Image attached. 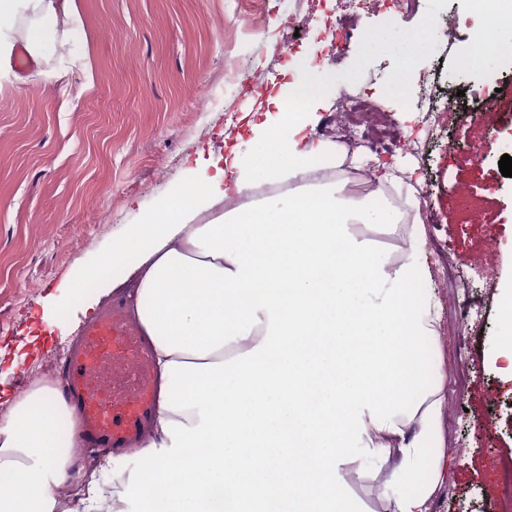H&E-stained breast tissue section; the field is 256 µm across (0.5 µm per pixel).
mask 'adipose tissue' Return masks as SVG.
<instances>
[{
	"mask_svg": "<svg viewBox=\"0 0 512 512\" xmlns=\"http://www.w3.org/2000/svg\"><path fill=\"white\" fill-rule=\"evenodd\" d=\"M69 4L0 0V65L37 41L23 13L51 30ZM277 108L252 125L249 150L187 161L139 223L76 264L42 319L70 336L119 295L153 350L156 412L130 451L138 512H361L346 490L359 460L386 472L387 512H430L448 468V396L423 227L400 257L381 253L356 227L397 226L398 210L379 191L356 199L343 182L311 183L342 154L303 144L316 113ZM297 178L309 189L250 199ZM315 336L373 337L356 360L368 378L338 388L335 354L298 365ZM82 446L77 414L34 378L0 415V512H124V492L102 500L99 471L75 469Z\"/></svg>",
	"mask_w": 512,
	"mask_h": 512,
	"instance_id": "1",
	"label": "adipose tissue"
}]
</instances>
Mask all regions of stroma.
Wrapping results in <instances>:
<instances>
[{
	"label": "stroma",
	"mask_w": 512,
	"mask_h": 512,
	"mask_svg": "<svg viewBox=\"0 0 512 512\" xmlns=\"http://www.w3.org/2000/svg\"><path fill=\"white\" fill-rule=\"evenodd\" d=\"M473 0H417L400 15L389 0H367L323 72L334 93L311 101L319 120L306 142L338 144L344 102L361 97L397 123L392 140L416 146L374 154L362 132L348 134L345 169L373 173L392 166L390 196L424 186L420 204L456 269V283L433 274L440 304L441 370L472 375L464 395L444 410L448 483L431 512H507L499 478L512 463V348L502 307L512 284V56L463 71L472 32L440 30L472 13ZM336 0H73L72 15L39 35L42 58L0 72V347L16 345L30 316L65 284L78 259L137 223L180 181L187 156L220 154L225 136L246 132L248 98L266 101L310 84L307 59ZM412 94L390 93L405 50ZM495 88L479 118L451 111L423 123L416 100L455 97L465 83ZM472 318L455 319L456 301ZM383 475L351 472L348 490L364 512H383Z\"/></svg>",
	"instance_id": "35a3bbf8"
}]
</instances>
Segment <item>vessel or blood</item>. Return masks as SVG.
<instances>
[{
	"label": "vessel or blood",
	"instance_id": "obj_1",
	"mask_svg": "<svg viewBox=\"0 0 512 512\" xmlns=\"http://www.w3.org/2000/svg\"><path fill=\"white\" fill-rule=\"evenodd\" d=\"M153 355L120 309L88 324L66 357L61 391L89 447L128 446L155 412Z\"/></svg>",
	"mask_w": 512,
	"mask_h": 512
}]
</instances>
